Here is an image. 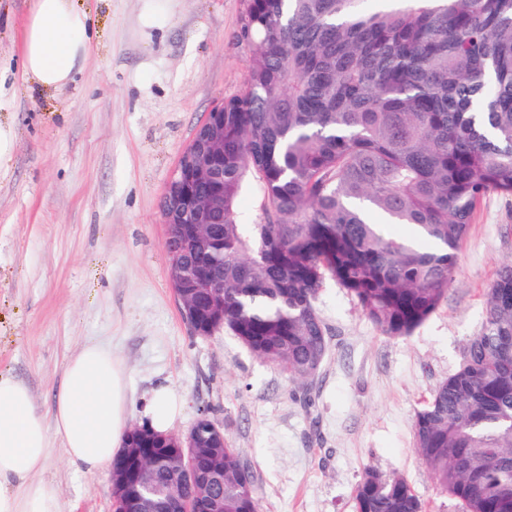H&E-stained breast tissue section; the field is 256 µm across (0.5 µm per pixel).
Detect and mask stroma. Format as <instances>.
<instances>
[{
    "label": "stroma",
    "mask_w": 512,
    "mask_h": 512,
    "mask_svg": "<svg viewBox=\"0 0 512 512\" xmlns=\"http://www.w3.org/2000/svg\"><path fill=\"white\" fill-rule=\"evenodd\" d=\"M32 0H0V371L47 405L91 340L120 356L136 422L174 389L184 435L209 411L259 478L261 512H355L368 468L402 475L427 512H458L415 451L414 419L460 367L485 294L512 260V196L478 205L437 310L392 338L334 281L317 301L329 354L311 404L228 331L192 336L168 280L160 201L207 112L242 93L244 0H100L77 80L42 93L20 68ZM43 478L60 512H113L109 470L73 471L54 447Z\"/></svg>",
    "instance_id": "35a3bbf8"
}]
</instances>
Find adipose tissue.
I'll return each mask as SVG.
<instances>
[{"instance_id": "ef3b65f1", "label": "adipose tissue", "mask_w": 512, "mask_h": 512, "mask_svg": "<svg viewBox=\"0 0 512 512\" xmlns=\"http://www.w3.org/2000/svg\"><path fill=\"white\" fill-rule=\"evenodd\" d=\"M95 36L79 0H34L22 34L24 79L63 92L83 71ZM132 417L126 366L103 344H84L70 357L46 411L26 383L0 372V512H60V485L41 477L53 443L92 476L121 453Z\"/></svg>"}]
</instances>
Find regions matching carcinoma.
I'll return each instance as SVG.
<instances>
[{
    "label": "carcinoma",
    "mask_w": 512,
    "mask_h": 512,
    "mask_svg": "<svg viewBox=\"0 0 512 512\" xmlns=\"http://www.w3.org/2000/svg\"><path fill=\"white\" fill-rule=\"evenodd\" d=\"M245 0L252 51L244 92L224 100L219 180L173 191L162 208L224 198L222 223L169 229L172 286L191 332L230 331L309 386L328 354L316 302L331 279L385 336H407L448 292L477 205L512 196V0ZM265 220L240 224L248 175ZM409 225L410 238L373 222ZM211 279L209 295L176 269ZM415 448L460 512H512V262L488 289L460 368L414 421ZM176 458L148 470L152 501ZM195 466L222 472L224 512H259L258 477L229 442ZM356 512H426L398 474L365 470Z\"/></svg>",
    "instance_id": "carcinoma-1"
}]
</instances>
